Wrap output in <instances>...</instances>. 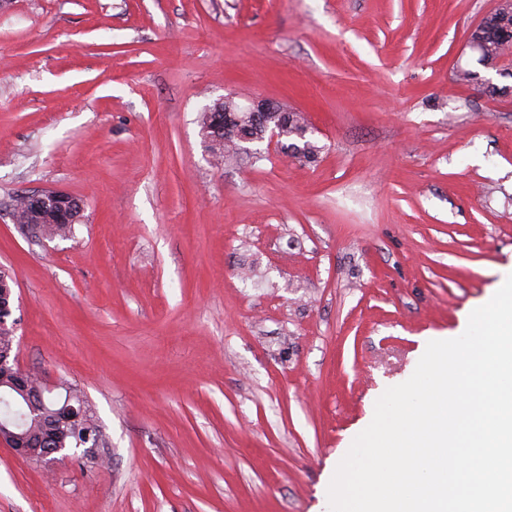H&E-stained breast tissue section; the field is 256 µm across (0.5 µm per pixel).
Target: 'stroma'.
I'll list each match as a JSON object with an SVG mask.
<instances>
[{"instance_id": "obj_1", "label": "stroma", "mask_w": 512, "mask_h": 512, "mask_svg": "<svg viewBox=\"0 0 512 512\" xmlns=\"http://www.w3.org/2000/svg\"><path fill=\"white\" fill-rule=\"evenodd\" d=\"M496 0H9L0 269L21 361L80 390L94 461L0 446V512H327L336 460L512 268V61ZM477 72L458 80L456 70ZM306 113L211 160L226 95ZM83 204L67 238L10 203ZM498 7L492 12L488 13L486 16L482 18L478 25H476L470 33L468 39V45L471 50L475 53H479L482 51V47L484 45L483 40V30L490 29L492 27H496L500 30L503 38L506 41L512 40V30L507 28H499L503 23L501 22L503 19H508L512 17V1L511 0H498ZM207 112H239V113H251V117L254 113L258 112H291L288 115V129L284 131L283 139L291 140L293 142L283 144L286 149L293 150L295 152L303 154L306 161L315 159V156L319 152V147L315 145L311 137L306 133L305 126L308 123V119L302 112H292L285 108L281 103L271 99H252L248 100L247 104H241L236 101V96H225L214 103L213 106L209 107ZM291 118V120H290Z\"/></svg>"}]
</instances>
